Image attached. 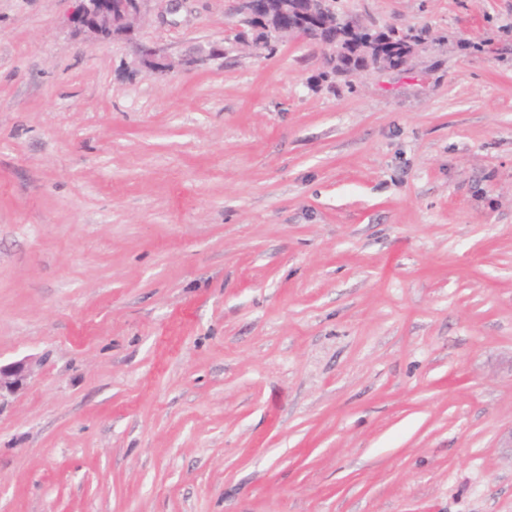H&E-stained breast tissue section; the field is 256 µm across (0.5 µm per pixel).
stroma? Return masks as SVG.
<instances>
[{"mask_svg":"<svg viewBox=\"0 0 512 512\" xmlns=\"http://www.w3.org/2000/svg\"><path fill=\"white\" fill-rule=\"evenodd\" d=\"M342 4L447 41L155 78L0 0V512H512V0ZM229 8L136 37L220 49ZM31 371L28 359L22 358L6 364L0 361V401L7 394H13L26 383Z\"/></svg>","mask_w":512,"mask_h":512,"instance_id":"1","label":"stroma"}]
</instances>
